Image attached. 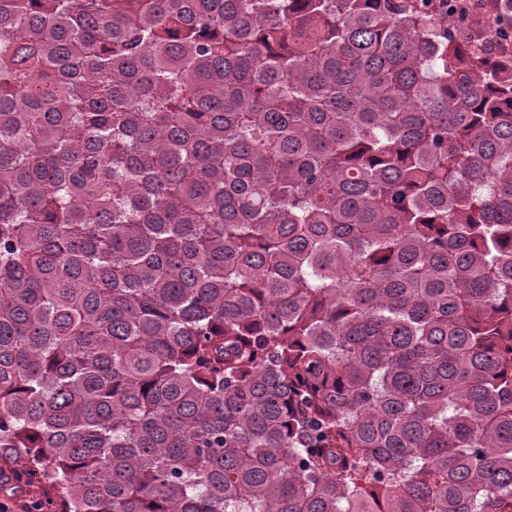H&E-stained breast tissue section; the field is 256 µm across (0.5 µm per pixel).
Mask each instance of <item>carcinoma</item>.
I'll list each match as a JSON object with an SVG mask.
<instances>
[{
	"label": "carcinoma",
	"mask_w": 512,
	"mask_h": 512,
	"mask_svg": "<svg viewBox=\"0 0 512 512\" xmlns=\"http://www.w3.org/2000/svg\"><path fill=\"white\" fill-rule=\"evenodd\" d=\"M439 0H0V493L512 512V59Z\"/></svg>",
	"instance_id": "carcinoma-1"
}]
</instances>
